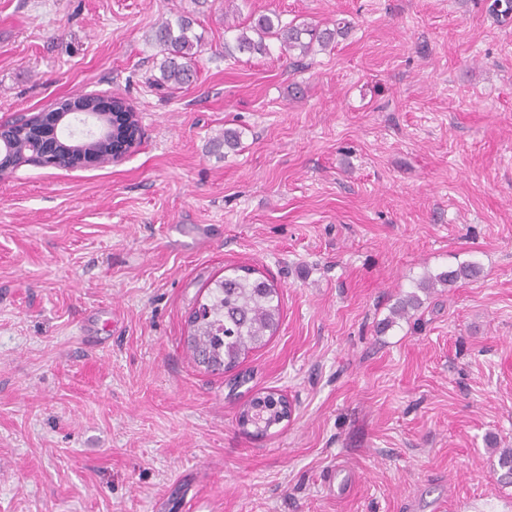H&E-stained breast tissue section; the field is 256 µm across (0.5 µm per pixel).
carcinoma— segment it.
I'll list each match as a JSON object with an SVG mask.
<instances>
[{
    "mask_svg": "<svg viewBox=\"0 0 512 512\" xmlns=\"http://www.w3.org/2000/svg\"><path fill=\"white\" fill-rule=\"evenodd\" d=\"M241 12L236 0H224V57L238 53L267 55L270 42L276 41L282 53L300 63L322 50L336 37L345 34L347 26L322 27L314 22H282L280 15H261L249 24L239 21ZM196 19L182 12L175 19L162 21L154 31L153 40L164 60L156 83L179 88L195 74L200 37L193 32ZM481 273L475 264H462L457 269L423 278L417 288L428 290L437 284L473 280ZM255 270L247 266L234 269V275L214 282L204 301L197 304L188 318L191 328L190 349L194 361L211 372L236 368L249 352L266 344V337L276 331L281 305L276 288L266 280L253 277ZM419 296L410 293L393 309L403 317L418 309ZM286 415V402L270 391L245 403L237 416V424L245 433L267 434Z\"/></svg>",
    "mask_w": 512,
    "mask_h": 512,
    "instance_id": "1",
    "label": "carcinoma"
}]
</instances>
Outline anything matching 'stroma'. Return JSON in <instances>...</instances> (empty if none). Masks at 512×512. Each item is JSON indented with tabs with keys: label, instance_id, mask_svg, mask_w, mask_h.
<instances>
[{
	"label": "stroma",
	"instance_id": "35a3bbf8",
	"mask_svg": "<svg viewBox=\"0 0 512 512\" xmlns=\"http://www.w3.org/2000/svg\"><path fill=\"white\" fill-rule=\"evenodd\" d=\"M182 9L202 47L168 89L148 37ZM239 9L350 29L296 70L225 59L224 0H0V121L97 92L141 127L120 162L0 179V512H512L486 444L512 448V13ZM240 265L281 319L213 374L187 319ZM269 391L290 420L244 433ZM481 273L479 266L475 264H462L457 269L442 272L435 276L424 277L418 284L420 290H429L436 284H451L459 280H473L478 278Z\"/></svg>",
	"mask_w": 512,
	"mask_h": 512
}]
</instances>
